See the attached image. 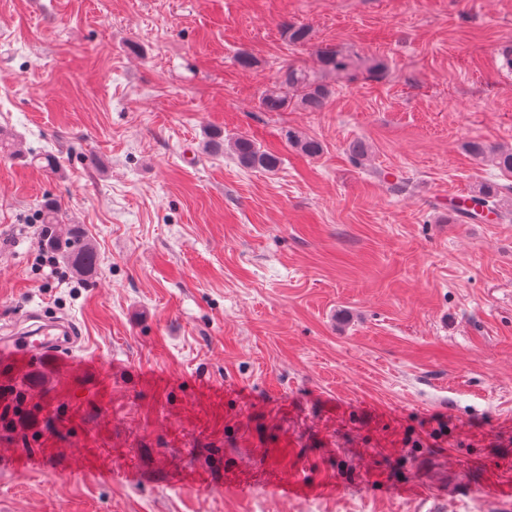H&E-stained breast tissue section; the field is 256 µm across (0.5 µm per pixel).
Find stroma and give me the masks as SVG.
<instances>
[{"mask_svg": "<svg viewBox=\"0 0 512 512\" xmlns=\"http://www.w3.org/2000/svg\"><path fill=\"white\" fill-rule=\"evenodd\" d=\"M505 40L512 0H0V336L81 337L0 369V512H512V223L448 210L512 202L468 150L512 148ZM286 63L322 110H263ZM231 147L239 163L246 168L274 171L280 163L277 154L261 150V147L248 136L237 137ZM498 192L496 190L491 189L490 187H482L478 190L475 195H471V201L474 204V208L469 210L466 208H457L455 205L450 206V209L455 214H461V216L469 219H477L480 218L479 213L476 211V207H481L482 209H487L489 212H492L496 215L497 219L501 221H511L512 220V209L507 208L505 211H502V207L499 204L497 199ZM51 248L59 250L66 263L77 274L89 276L95 273L98 264L96 248L79 224H69L64 245L55 238H48Z\"/></svg>", "mask_w": 512, "mask_h": 512, "instance_id": "obj_1", "label": "stroma"}]
</instances>
